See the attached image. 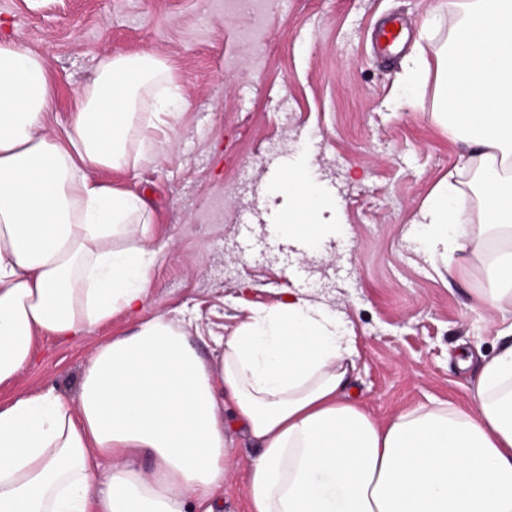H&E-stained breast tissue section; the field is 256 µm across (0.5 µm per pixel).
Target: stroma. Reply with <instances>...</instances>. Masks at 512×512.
<instances>
[{"mask_svg": "<svg viewBox=\"0 0 512 512\" xmlns=\"http://www.w3.org/2000/svg\"><path fill=\"white\" fill-rule=\"evenodd\" d=\"M443 0H268L260 36L242 0H0V37L44 52L56 105L46 129L68 122L77 87L110 54L166 59L185 105L176 134L137 168L99 180L147 196L159 252L139 319L117 316L88 337L35 341L36 361L0 397L44 387L76 398L97 343L131 333L138 320L179 319L205 358L248 308L293 295L325 303L356 339L355 399L381 423L439 398L467 403L482 360L495 356L511 312L479 306L480 276H449L470 264L424 244L421 210L455 175L462 204L477 202L462 170L465 145L435 120V79L403 84L402 58L385 62L372 35L391 14L409 28L406 54L436 58L458 22L444 12L424 37L422 21ZM306 170L335 200L330 234L307 256L279 229L285 199L272 188L283 167ZM226 445L237 464L224 484L241 501L243 473L259 450L240 428Z\"/></svg>", "mask_w": 512, "mask_h": 512, "instance_id": "35a3bbf8", "label": "stroma"}]
</instances>
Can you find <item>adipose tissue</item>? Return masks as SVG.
<instances>
[{
	"label": "adipose tissue",
	"mask_w": 512,
	"mask_h": 512,
	"mask_svg": "<svg viewBox=\"0 0 512 512\" xmlns=\"http://www.w3.org/2000/svg\"><path fill=\"white\" fill-rule=\"evenodd\" d=\"M461 16L435 63L438 121L466 135L477 204L439 183L421 212L434 252L470 248L512 308V0H448ZM181 95L163 57L109 55L49 135L55 93L44 53L0 41V386L34 340L88 335L138 311L158 259L153 211L96 179L136 168L174 130ZM276 190L289 242L314 243L335 202L301 169ZM468 405L433 400L387 423L347 396L355 342L303 296L262 309L207 362L158 315L99 344L69 402L47 388L0 401V512H224L235 470L225 406L260 448L241 512H512V326Z\"/></svg>",
	"instance_id": "ef3b65f1"
}]
</instances>
